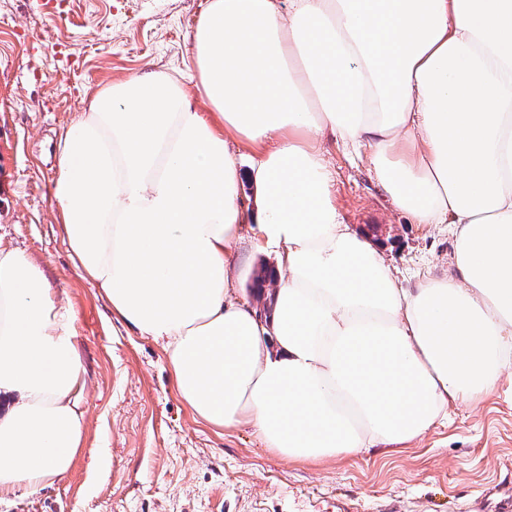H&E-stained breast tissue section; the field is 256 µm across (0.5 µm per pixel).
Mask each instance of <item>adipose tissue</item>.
<instances>
[{
  "mask_svg": "<svg viewBox=\"0 0 512 512\" xmlns=\"http://www.w3.org/2000/svg\"><path fill=\"white\" fill-rule=\"evenodd\" d=\"M194 86L112 83L57 144L79 275L164 351L224 429L319 462L406 445L512 371V0H208ZM366 149L393 206L452 231L446 275L398 285L343 224L325 137ZM237 139L260 147L238 202ZM277 247L270 318L237 302L241 227ZM73 307L0 245V497L53 484L84 444Z\"/></svg>",
  "mask_w": 512,
  "mask_h": 512,
  "instance_id": "ef3b65f1",
  "label": "adipose tissue"
}]
</instances>
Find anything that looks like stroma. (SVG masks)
Here are the masks:
<instances>
[{
  "instance_id": "stroma-1",
  "label": "stroma",
  "mask_w": 512,
  "mask_h": 512,
  "mask_svg": "<svg viewBox=\"0 0 512 512\" xmlns=\"http://www.w3.org/2000/svg\"><path fill=\"white\" fill-rule=\"evenodd\" d=\"M207 0H0V242L25 250L77 313L87 387L85 447L70 471L0 512H499L512 501V375L478 405L405 450L293 462L248 428L196 418L166 356L113 317L81 279L57 222L52 184L61 130L94 90L151 70L195 82L191 36ZM344 223L386 242L406 288L443 274L452 236L395 210L366 157L327 142Z\"/></svg>"
}]
</instances>
